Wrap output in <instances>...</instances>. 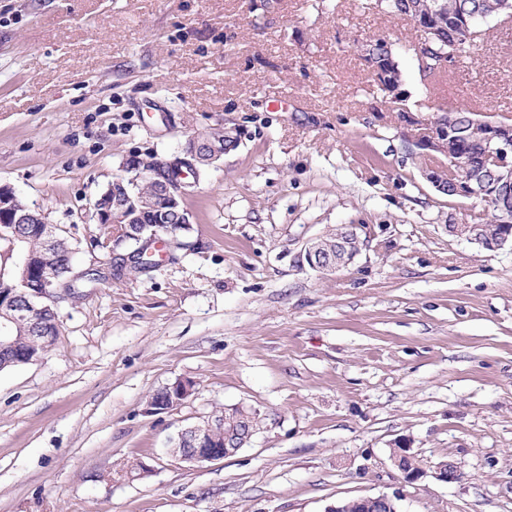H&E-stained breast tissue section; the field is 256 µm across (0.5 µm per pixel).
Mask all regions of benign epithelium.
Masks as SVG:
<instances>
[{
  "label": "benign epithelium",
  "mask_w": 512,
  "mask_h": 512,
  "mask_svg": "<svg viewBox=\"0 0 512 512\" xmlns=\"http://www.w3.org/2000/svg\"><path fill=\"white\" fill-rule=\"evenodd\" d=\"M363 60L370 68L376 83L382 91L391 97L394 102L403 101L400 87L403 84L398 62L394 54L386 53L382 57H376L364 43L360 47ZM416 60L419 70L426 74L437 68L450 64L451 56L444 48L434 49L431 41L420 44L416 50ZM486 140L492 149L490 156L494 166L491 180H479L469 173V166L463 155L453 151L454 143L460 141L461 135L448 128L447 116L443 115L434 121L432 136L424 147L442 152L448 155V169L456 171V180L452 184L445 183L444 176L437 171H429L427 178L442 193H449L461 198H475L497 207L502 213L501 223L512 222V127L507 124L488 123L485 126ZM229 151L225 144L204 143L195 138L189 140L188 145L173 158L163 162L168 167L176 164L182 168L181 180L170 181L159 172L151 174L154 184V193L157 204L153 209L159 211L158 220L162 221L171 213H181V223H189V215L182 206V199L190 192L196 182L194 175L200 173L204 167L217 163ZM138 177L126 178L118 176L112 180L108 190L98 195L93 203V210L99 224H140L143 221L139 213L140 194H131L129 186L137 185ZM14 188L9 185H0V223L13 224H41L46 243L41 254L22 255L18 266L22 276L27 277L34 273L40 276L43 288L23 302L15 300L11 295H0V351L10 345L12 325L28 319L32 328L40 334H46L41 328L40 321L35 319L39 311L38 304L47 300L53 304L58 303L64 292L63 284L56 281L55 253L58 237L55 228L45 223L44 215L38 211L18 212L13 209L12 196ZM358 238L354 229L345 233V238L336 243V253L325 249L321 239L310 240L301 253L302 261L315 269L323 259H328V266L340 269L353 261L356 253L349 249L352 240ZM196 382L190 379H180L167 386L169 390V402L163 406H151L148 412L151 414L165 413L184 404L195 393ZM188 440L191 444L190 452L178 460L187 463H205L221 460L237 453L243 444L251 441L252 435H247L242 440L226 435L224 439L216 436L214 419L207 418L183 428L178 433L176 443ZM391 460L401 473L404 484L415 485L427 476V470L421 466L411 465L415 455L405 444L398 442L391 449ZM401 496L382 493L375 496L357 497L352 500L355 512H369V509L378 506L384 512H401L399 502Z\"/></svg>",
  "instance_id": "obj_1"
}]
</instances>
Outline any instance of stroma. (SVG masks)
Masks as SVG:
<instances>
[{
    "label": "stroma",
    "mask_w": 512,
    "mask_h": 512,
    "mask_svg": "<svg viewBox=\"0 0 512 512\" xmlns=\"http://www.w3.org/2000/svg\"><path fill=\"white\" fill-rule=\"evenodd\" d=\"M314 2L0 0V185L77 243L73 275L128 251L93 216L113 178L238 134L184 200L186 249L59 302L51 350L0 371V512H324L398 489L403 512H512V242L449 232L485 212L436 191L424 170L448 158L423 146L450 109L512 125V18L424 76L410 21ZM378 38L404 105L360 58ZM338 226L355 261L302 263ZM179 379L195 395L148 413ZM241 403L264 419L250 444L172 458L180 429ZM411 448H407L405 444L397 442L395 448H391V460L394 466L401 473V480L404 484L416 485L427 476V470L420 465L419 460L413 463L418 466L411 465L412 460L416 457L410 452Z\"/></svg>",
    "instance_id": "obj_1"
}]
</instances>
